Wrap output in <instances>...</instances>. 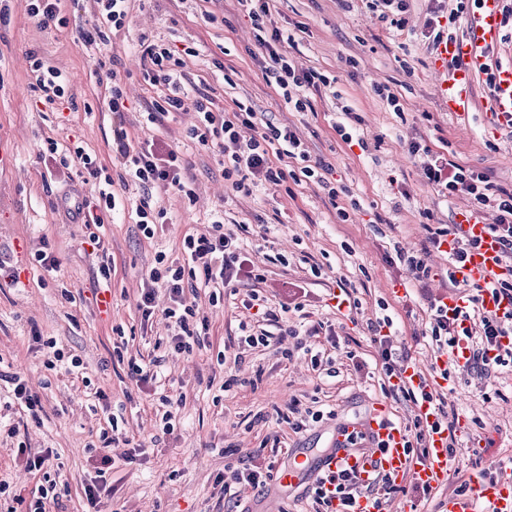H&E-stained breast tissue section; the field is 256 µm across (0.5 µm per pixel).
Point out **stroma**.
<instances>
[{"mask_svg":"<svg viewBox=\"0 0 512 512\" xmlns=\"http://www.w3.org/2000/svg\"><path fill=\"white\" fill-rule=\"evenodd\" d=\"M434 6V0H409L399 29L366 0H272L266 26L286 34L281 53L296 68L332 80L308 90L311 110L295 112L268 83V58L238 0H131L124 27L92 46L77 43L74 34L76 25L93 22L91 0H66V25L45 31L28 16L25 0H10V21L0 24V374L20 377L42 409L34 418L0 412V479L34 489L39 479L26 471L17 445L51 450L68 484L53 512H85L84 486L96 465L91 449L103 446L111 413L119 429L105 446L114 466L103 512H227L225 466L258 462L279 472L298 454L320 456L336 426L362 422L379 403L392 421L411 426L413 404L381 389L370 325L391 317L395 348L427 377L438 376L427 331L431 304L449 292L448 259L426 246L471 200L430 184L408 146L420 143L512 190V136L496 133L481 112L488 94L483 81L474 85L477 106L468 115L448 112L439 98L427 37ZM143 40L184 55L177 70L184 109L154 124L146 112L167 89L144 78L137 51ZM189 47L195 55H186ZM33 49L69 81L71 99L60 109L37 103ZM102 65L123 77L128 109L122 114L106 106L108 88L96 78ZM380 87L398 96L401 111L377 95ZM200 90L224 109L237 100L251 105L257 123L291 127L309 164H329L337 199L309 181L233 189L221 155L189 138ZM344 105L352 106L355 121L343 122ZM341 123L354 143L337 133ZM117 127L133 145L153 141L177 151L181 179L194 192L190 198L173 188L148 194L168 217L151 239L136 225L135 207L145 194L126 182V161L112 149ZM53 140L82 146L123 199L124 211L99 230L72 222L61 208L63 195L88 196L94 185L80 167L59 164L49 151ZM341 208L348 220L338 217ZM219 216L241 245L247 275L218 304L210 289L186 288L209 320V343L178 352L165 343L162 315L141 317L147 274L158 255L180 259L185 237L206 232ZM94 231L103 242L96 251L88 243ZM44 244L58 260L51 274L33 259ZM400 246L426 251L425 282L411 281L396 256ZM104 259L112 265L107 281L98 273ZM255 291L266 296L265 306L249 307ZM337 294L348 301L341 312L331 304ZM262 329L269 346L239 345L242 332ZM47 339L79 358L80 375L46 367ZM313 350L329 355L330 368L312 367ZM148 356L157 358L176 408L168 434L155 426L153 387L130 375L129 360ZM97 390L102 398H94ZM440 393L457 424L448 480L428 500L413 492L388 496L385 512H442L460 482L484 473L512 478V366L485 375L450 369ZM295 400L323 411V419L294 431L288 406ZM131 452L137 458L130 463ZM312 487L305 481L284 488L272 480L264 494L244 484L237 492L250 512H312Z\"/></svg>","mask_w":512,"mask_h":512,"instance_id":"35a3bbf8","label":"stroma"}]
</instances>
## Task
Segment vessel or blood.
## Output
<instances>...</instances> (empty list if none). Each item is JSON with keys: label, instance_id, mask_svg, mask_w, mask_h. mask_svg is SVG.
Instances as JSON below:
<instances>
[{"label": "vessel or blood", "instance_id": "vessel-or-blood-1", "mask_svg": "<svg viewBox=\"0 0 512 512\" xmlns=\"http://www.w3.org/2000/svg\"><path fill=\"white\" fill-rule=\"evenodd\" d=\"M500 0H480V7L473 15L465 42H443L436 48L435 71L438 75L440 98L450 112L462 115L470 112L472 98L470 87L476 75L488 67L501 41L499 12ZM459 56L464 61L462 69L449 71L448 60ZM496 87L483 105L495 125L512 120V64L496 69ZM463 234L478 240L465 261L454 268V277L462 283L484 287L482 306L486 312L503 314L512 309V303L488 292L489 284L507 277L501 263L500 246L488 233L485 224L469 212L456 216ZM362 430L370 445L366 448L351 447L348 439L355 430ZM339 428L330 452L319 464L321 473L340 469L353 470L362 484H371L377 473L384 472L397 479H411L418 484L435 487L448 477V435L433 433L429 436V456L425 463H414L404 443L403 428L389 419L384 407H375L361 428ZM484 505L485 512H512V481L484 480L479 485L477 498L449 497L445 512H476L477 505Z\"/></svg>", "mask_w": 512, "mask_h": 512}]
</instances>
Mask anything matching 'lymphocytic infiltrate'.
Masks as SVG:
<instances>
[{
  "mask_svg": "<svg viewBox=\"0 0 512 512\" xmlns=\"http://www.w3.org/2000/svg\"><path fill=\"white\" fill-rule=\"evenodd\" d=\"M97 6V19L91 27L76 29L78 42L90 45L103 38L104 28L120 29L127 17V0H94ZM248 5V15L257 31L256 39L270 60L266 69L267 77L274 80L280 96L294 111L303 112L311 103L306 96L308 89L328 85V78L316 71H297L287 56L277 52L275 45L282 38L279 30H267L265 17L269 11L268 0H242ZM31 71L35 87L40 92V104L50 107L59 104L67 92V84L58 70L48 66L37 53H30ZM198 121L189 131V137L196 144L209 150L218 151L224 158L225 176L234 177L236 189H244L241 173H250L254 178L272 184H280L290 178L303 177L309 181H322L318 167L307 165V152L301 140L289 127H278L272 123L257 124L256 114L243 102H236L232 111L226 112L215 106L207 94H200L194 104ZM249 129V141H242V129ZM112 143L117 152L130 160L129 177L144 189L155 187L177 188L185 191L181 181L180 157L174 150L158 144L132 149L123 129L113 131ZM300 159L304 165L300 171L282 167L281 159ZM430 183L448 193L461 192L471 197L476 210L491 209L496 213L494 224L488 231L501 245V258L512 265V190L492 185L488 177L470 167L453 162L443 155L431 156L425 164ZM185 258L183 262H171L152 268L148 278L152 283L141 297L139 308L143 319H150L156 311L154 284H162L169 303L162 312L172 328L171 342L178 350L190 353L203 346L208 331V320L200 316L195 304L184 296L185 279H200L203 287L226 288L238 280L243 271V263L231 237L224 232L222 221L212 223L208 233L184 239ZM484 290L475 288L467 296V305L461 313L449 314L444 304H433L429 322V336L437 350L454 347L459 339H466L469 355L466 368L480 373L488 372L497 366L512 363V348L501 346L503 337L512 335V315L496 316L484 312L479 300ZM479 319L481 334H474L467 323ZM390 319L373 324V339L381 347L384 376L387 380L383 390L386 394L410 402L424 398L422 388L401 383L400 377L405 368L401 355L393 348L390 338L383 332L390 326ZM333 494H326L322 487H313L315 512H332L333 501L341 505H351L359 495L366 494L375 499L399 492L400 487L389 476H381L369 487L360 484L347 472H339L331 477Z\"/></svg>",
  "mask_w": 512,
  "mask_h": 512,
  "instance_id": "obj_1",
  "label": "lymphocytic infiltrate"
}]
</instances>
